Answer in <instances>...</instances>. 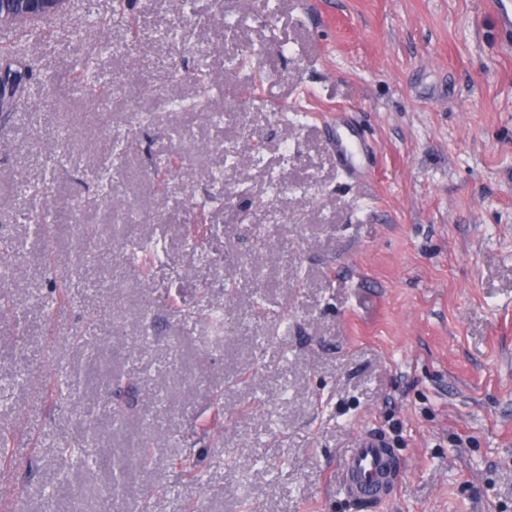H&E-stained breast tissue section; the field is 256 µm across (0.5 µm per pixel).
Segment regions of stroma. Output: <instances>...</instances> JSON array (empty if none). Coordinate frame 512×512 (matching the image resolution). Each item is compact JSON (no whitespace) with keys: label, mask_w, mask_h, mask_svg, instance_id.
I'll return each mask as SVG.
<instances>
[{"label":"stroma","mask_w":512,"mask_h":512,"mask_svg":"<svg viewBox=\"0 0 512 512\" xmlns=\"http://www.w3.org/2000/svg\"><path fill=\"white\" fill-rule=\"evenodd\" d=\"M116 5L69 0L41 36L0 27L33 69L0 115V240L18 246L0 280V512H362L336 483L363 429L406 468L375 512H512V47L490 0H124L134 34ZM87 59L106 102L56 82ZM338 112L370 144L363 178L330 150ZM115 133L134 149L114 156ZM34 180L46 194H20ZM52 206L48 245L32 218ZM131 233L158 242L149 269L125 262ZM89 329L99 346L79 343ZM83 440L86 466L63 451ZM139 441L146 458L121 463Z\"/></svg>","instance_id":"stroma-1"}]
</instances>
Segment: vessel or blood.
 Here are the masks:
<instances>
[{
	"label": "vessel or blood",
	"mask_w": 512,
	"mask_h": 512,
	"mask_svg": "<svg viewBox=\"0 0 512 512\" xmlns=\"http://www.w3.org/2000/svg\"><path fill=\"white\" fill-rule=\"evenodd\" d=\"M333 153L340 166L350 175L361 172L354 165V155L365 154L367 142L343 121L330 127ZM402 466L391 443L370 430L360 432L343 458L338 489L350 502L379 506L388 501L400 479Z\"/></svg>",
	"instance_id": "vessel-or-blood-1"
}]
</instances>
